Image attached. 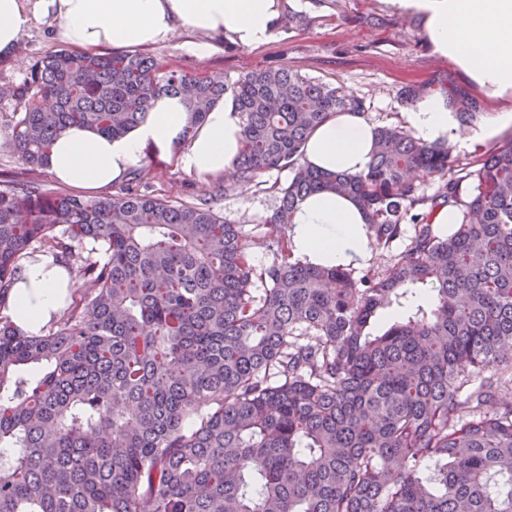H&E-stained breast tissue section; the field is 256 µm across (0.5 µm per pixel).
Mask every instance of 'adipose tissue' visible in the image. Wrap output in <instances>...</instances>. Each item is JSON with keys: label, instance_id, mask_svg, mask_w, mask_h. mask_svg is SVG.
Wrapping results in <instances>:
<instances>
[{"label": "adipose tissue", "instance_id": "ef3b65f1", "mask_svg": "<svg viewBox=\"0 0 512 512\" xmlns=\"http://www.w3.org/2000/svg\"><path fill=\"white\" fill-rule=\"evenodd\" d=\"M395 12L423 19L435 53L447 57L492 95L512 92V0H386ZM280 17L279 0H0V57L16 53L32 20L56 22L61 36L84 50L167 41L177 27L221 32L243 47L269 41ZM188 114L179 98L155 100L148 118L113 138L71 128L56 141L48 170L62 182L101 190L134 167L146 145L179 147L189 174L232 171L242 130L232 98L207 113L194 138L178 144ZM413 134L426 142L462 146L488 142L496 128L512 125V111L500 113L495 128L460 130L437 96L423 98L406 115ZM376 126L363 113L340 112L309 136L305 159L320 169L358 174L371 159ZM364 211L350 198L315 193L304 198L288 225L292 252L302 263L359 267L369 261L370 237ZM69 286L66 270L48 262L28 265L8 298L16 325L38 332L56 312Z\"/></svg>", "mask_w": 512, "mask_h": 512}]
</instances>
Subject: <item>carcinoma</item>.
<instances>
[{"label":"carcinoma","instance_id":"obj_1","mask_svg":"<svg viewBox=\"0 0 512 512\" xmlns=\"http://www.w3.org/2000/svg\"><path fill=\"white\" fill-rule=\"evenodd\" d=\"M227 93L242 134L224 191L291 172L261 268L207 200L146 193L147 163L92 199L0 183V512H512L497 369L512 351V136L459 165L447 144L379 125L367 170L331 173L303 156L321 123L365 111L340 84L282 67L230 87L136 51L62 48L0 92V150L45 169L66 130L121 136L161 95L184 104L185 140ZM428 95L398 90L406 105ZM446 100L462 127L485 116L464 87ZM324 191L365 210L384 269L293 258L282 218ZM444 207L458 212L446 232ZM39 257L87 287L28 334L7 301ZM418 285L431 310L367 332Z\"/></svg>","mask_w":512,"mask_h":512}]
</instances>
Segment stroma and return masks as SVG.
Here are the masks:
<instances>
[{"label": "stroma", "instance_id": "stroma-1", "mask_svg": "<svg viewBox=\"0 0 512 512\" xmlns=\"http://www.w3.org/2000/svg\"><path fill=\"white\" fill-rule=\"evenodd\" d=\"M281 2L277 30L260 47L243 48L223 34L179 29L170 41L143 45L139 51L168 68L203 73L227 84L249 71L285 66L344 86L364 100L368 116L378 125H404L406 107L397 91L412 83L426 82L437 89L451 84L470 87L483 104L485 127L493 126L498 112L512 107V96L487 94L454 62L434 53L421 18L393 13L382 0ZM202 44L207 47L203 53L198 50ZM64 45L53 23L32 21L20 43L21 55L0 58V82L19 80L33 59ZM154 161L148 176L154 194L194 202L212 183L211 178L184 172L175 152H160ZM289 177L285 170L262 174L252 184L214 197L211 206L226 221L241 225L249 238L258 239Z\"/></svg>", "mask_w": 512, "mask_h": 512}]
</instances>
